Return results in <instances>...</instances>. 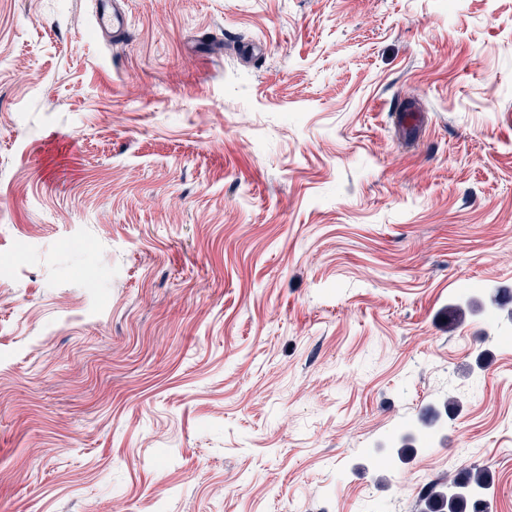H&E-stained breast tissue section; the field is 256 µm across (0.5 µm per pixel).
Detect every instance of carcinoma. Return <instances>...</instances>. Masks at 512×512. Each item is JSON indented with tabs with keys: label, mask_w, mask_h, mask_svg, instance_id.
I'll return each mask as SVG.
<instances>
[{
	"label": "carcinoma",
	"mask_w": 512,
	"mask_h": 512,
	"mask_svg": "<svg viewBox=\"0 0 512 512\" xmlns=\"http://www.w3.org/2000/svg\"><path fill=\"white\" fill-rule=\"evenodd\" d=\"M490 484L489 472L473 464L461 479L426 484L419 496L421 512H489Z\"/></svg>",
	"instance_id": "cac0c4a2"
}]
</instances>
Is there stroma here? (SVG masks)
<instances>
[{"label":"stroma","mask_w":512,"mask_h":512,"mask_svg":"<svg viewBox=\"0 0 512 512\" xmlns=\"http://www.w3.org/2000/svg\"><path fill=\"white\" fill-rule=\"evenodd\" d=\"M96 9L0 0V512H512V0ZM96 13L98 26L102 30H112L115 37L127 38L131 22L121 0H99ZM489 472L471 465L462 479L450 483L430 482L419 496L421 512H489ZM468 509V510H467Z\"/></svg>","instance_id":"stroma-1"}]
</instances>
